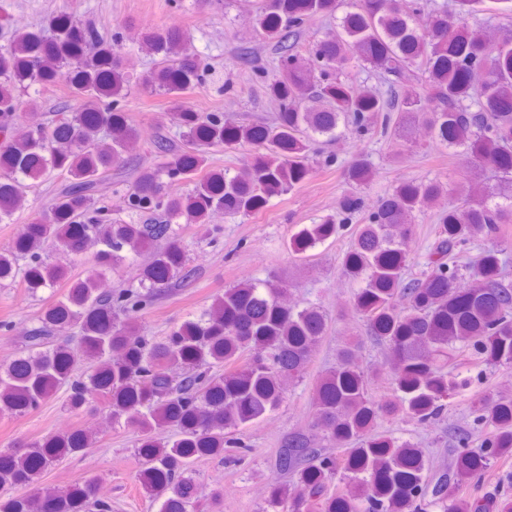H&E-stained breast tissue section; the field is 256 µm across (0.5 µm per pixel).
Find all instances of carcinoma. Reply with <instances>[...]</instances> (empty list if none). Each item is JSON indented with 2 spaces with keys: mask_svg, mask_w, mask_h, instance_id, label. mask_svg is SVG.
I'll return each instance as SVG.
<instances>
[{
  "mask_svg": "<svg viewBox=\"0 0 512 512\" xmlns=\"http://www.w3.org/2000/svg\"><path fill=\"white\" fill-rule=\"evenodd\" d=\"M500 0H252L253 36L270 44L273 70L257 66L270 123L231 124L187 101L203 65L176 27L148 33L141 49L157 67L142 89L172 97L177 145L160 132L155 162L142 167L124 204L137 221H112L106 181L141 133L123 111L131 75L118 45L94 24L68 16L46 38L11 30L0 47V224L28 207V191L53 184L52 202L5 248L0 288L35 296L64 289L23 337V354L0 363V417H22L62 390L72 412L95 403L107 427L136 433L137 479L159 512H201L194 462L221 456L247 426L275 412L285 384L303 371L327 330L315 307L298 308L276 276L224 289L200 313L154 336L140 313L198 268L181 242L183 226L207 234L215 214L263 213L313 173L317 145L344 138L399 139L426 123L436 147L464 158L453 187L438 178L402 179L367 208L359 189L377 170L357 154L344 170L351 191L336 214L305 224L288 240L299 259L354 225L341 271L357 289L353 305L388 351L393 398L377 401L379 378L356 363L362 340L337 351L313 392L306 430L288 434L277 463L291 483L273 488L263 512H512L508 474L484 469L512 457V403L446 427L455 463L428 471L408 440L376 433L383 420L439 421L449 399L466 396L468 369H512V27H494ZM332 18L322 38H306ZM365 77L356 76V72ZM64 82L63 104L46 122L19 112L42 107L40 89ZM253 148L234 175L210 172L209 150ZM183 182L192 188L177 190ZM440 207L426 267L406 274L418 217ZM150 253L142 265L140 259ZM93 264L73 269L86 256ZM136 265V281L108 288L112 273ZM104 431L75 427L0 448V512H112L95 481L42 487L41 475L97 443ZM342 449V455L332 452ZM475 490L473 502L458 498Z\"/></svg>",
  "mask_w": 512,
  "mask_h": 512,
  "instance_id": "obj_1",
  "label": "carcinoma"
}]
</instances>
